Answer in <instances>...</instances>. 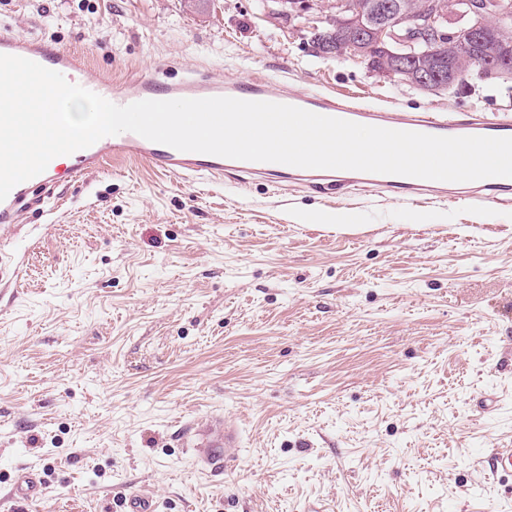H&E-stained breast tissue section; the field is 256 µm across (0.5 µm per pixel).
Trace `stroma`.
Masks as SVG:
<instances>
[{"label":"stroma","mask_w":512,"mask_h":512,"mask_svg":"<svg viewBox=\"0 0 512 512\" xmlns=\"http://www.w3.org/2000/svg\"><path fill=\"white\" fill-rule=\"evenodd\" d=\"M258 0H0V28L123 80L266 75L393 112H502L308 43ZM339 214L344 224L320 223ZM234 423L214 472L193 426ZM512 206L189 181L140 161L0 229V500L21 512H512ZM44 495V483L38 470L24 467L18 471L14 483V499L18 502L40 500Z\"/></svg>","instance_id":"stroma-1"}]
</instances>
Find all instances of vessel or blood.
Listing matches in <instances>:
<instances>
[{"instance_id": "b4317fda", "label": "vessel or blood", "mask_w": 512, "mask_h": 512, "mask_svg": "<svg viewBox=\"0 0 512 512\" xmlns=\"http://www.w3.org/2000/svg\"><path fill=\"white\" fill-rule=\"evenodd\" d=\"M0 54L32 60L48 69L81 79L84 88L108 101L124 106L141 100L201 99L233 97L249 101H267L296 106L313 113L359 124L435 136L512 137V117L485 112H456L429 115L423 112H387L320 93H297L281 81L267 77L244 80L189 74L176 82L156 75H141L119 83L92 70L85 58L38 39L23 38L0 30ZM144 161L160 171L184 178L221 180L240 173L292 183L328 195H343L352 187L367 185L383 194H401L416 202L432 199L467 198L501 205L512 202V178L491 177L468 182L426 180L409 176L376 174L354 170L298 168L274 162L241 161L230 158L184 152L149 141L135 133L107 136L75 153L68 171L48 164L45 171L30 182L16 185L0 202V225L10 228L20 223L27 208L42 205L44 196L62 180L75 181L85 174L100 171L106 159ZM38 194H31V187ZM238 435L232 424H225L217 440L208 442L203 456L207 467L221 469L236 460ZM44 483L35 468L19 470L13 496L19 502L42 499Z\"/></svg>"}]
</instances>
